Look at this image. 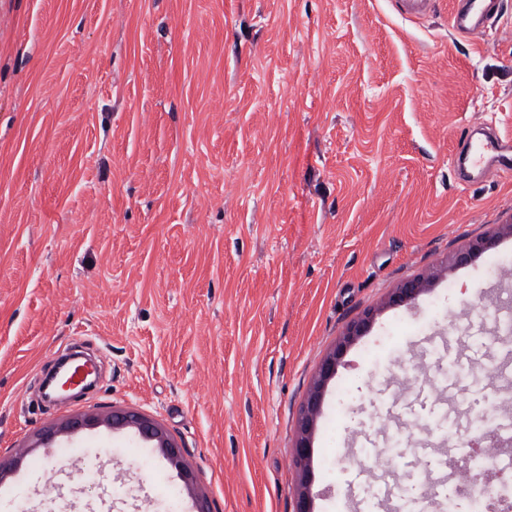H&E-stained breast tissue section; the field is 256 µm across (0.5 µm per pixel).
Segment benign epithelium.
<instances>
[{"mask_svg":"<svg viewBox=\"0 0 512 512\" xmlns=\"http://www.w3.org/2000/svg\"><path fill=\"white\" fill-rule=\"evenodd\" d=\"M504 236H512V224H503L499 231L469 241L453 254L451 267L459 268L469 264L474 257L496 247ZM447 272L448 267L438 266L427 274H420L404 280L389 294L384 305L392 307L415 303L436 278L447 274ZM372 320L373 314L367 312L346 328L335 348L320 363L301 406L297 420V436L293 445V461L299 472L294 512H313L309 479L311 448L313 447L316 424L322 414L325 388L328 382L335 377L346 349L365 335ZM99 425H106L114 430L126 428L136 430L143 440L153 443L154 448L180 474L186 486L194 485V474L186 467L183 460L184 449L156 421L140 412L114 409L105 414L74 415L60 426L51 427L39 433L37 443L44 447L53 443L55 438L61 434L73 435Z\"/></svg>","mask_w":512,"mask_h":512,"instance_id":"7a95c632","label":"benign epithelium"}]
</instances>
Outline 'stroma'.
I'll use <instances>...</instances> for the list:
<instances>
[{
  "label": "stroma",
  "instance_id": "1",
  "mask_svg": "<svg viewBox=\"0 0 512 512\" xmlns=\"http://www.w3.org/2000/svg\"><path fill=\"white\" fill-rule=\"evenodd\" d=\"M457 6L0 0V512H294L299 408L368 310L325 390L315 512L390 455L421 484L497 415L512 236L384 304L512 224V175L455 173L473 122L512 142V0L474 36ZM76 342L95 389L41 402ZM115 408L174 437L193 487L131 429L34 444ZM504 236H512V224H502L499 231L485 234L469 241L464 247L453 254L451 267L459 268L469 264L474 257L496 247ZM448 272V266H438L427 274H420L401 282L387 297L386 306H402L415 303L428 290L433 281Z\"/></svg>",
  "mask_w": 512,
  "mask_h": 512
}]
</instances>
